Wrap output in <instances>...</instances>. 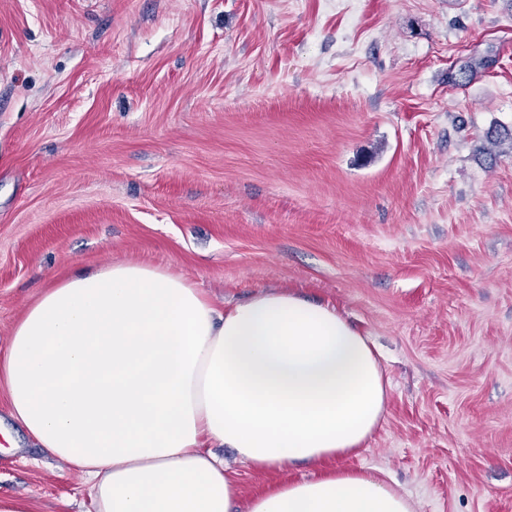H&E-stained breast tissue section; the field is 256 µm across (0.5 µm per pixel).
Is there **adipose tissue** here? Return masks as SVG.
<instances>
[{"label": "adipose tissue", "instance_id": "obj_1", "mask_svg": "<svg viewBox=\"0 0 512 512\" xmlns=\"http://www.w3.org/2000/svg\"><path fill=\"white\" fill-rule=\"evenodd\" d=\"M0 370L12 418L84 477L93 512H229L234 463L345 457L387 401L373 348L334 308L268 292L224 309L133 262L46 289L12 328ZM248 512L414 508L376 475L339 470Z\"/></svg>", "mask_w": 512, "mask_h": 512}]
</instances>
